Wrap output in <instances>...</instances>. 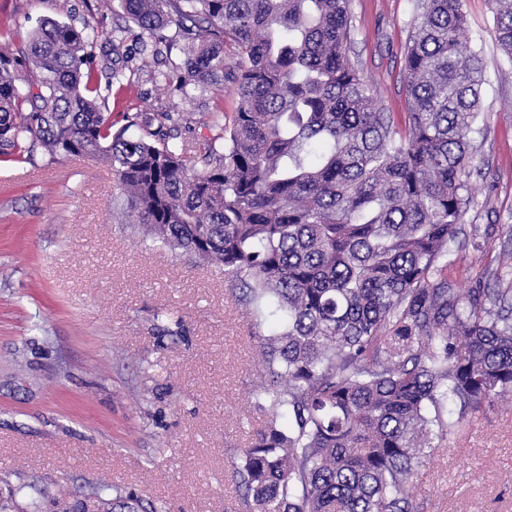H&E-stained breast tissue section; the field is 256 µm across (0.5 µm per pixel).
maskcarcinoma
<instances>
[{
    "mask_svg": "<svg viewBox=\"0 0 512 512\" xmlns=\"http://www.w3.org/2000/svg\"><path fill=\"white\" fill-rule=\"evenodd\" d=\"M512 64V0H491ZM126 25L182 31L184 85L214 115L197 170L175 140L193 114L112 133L89 67L98 34L41 20L0 53V159L94 155L129 223L224 268L255 318L272 422L236 468L246 512H415L407 487L468 412L512 396V266L448 282L488 63L463 44V0H415L404 127L349 57L350 0H117ZM235 49L236 68L224 49Z\"/></svg>",
    "mask_w": 512,
    "mask_h": 512,
    "instance_id": "1",
    "label": "carcinoma"
}]
</instances>
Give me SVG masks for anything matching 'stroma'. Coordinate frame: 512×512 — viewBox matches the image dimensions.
<instances>
[{
    "label": "stroma",
    "instance_id": "35a3bbf8",
    "mask_svg": "<svg viewBox=\"0 0 512 512\" xmlns=\"http://www.w3.org/2000/svg\"><path fill=\"white\" fill-rule=\"evenodd\" d=\"M466 37L488 62L484 115L472 139L466 225L489 229L482 250L459 237L448 279L467 287V263H497L512 226V64L494 39L489 0H464ZM350 56L386 111L408 110L402 66L413 0H352ZM100 30L93 66L124 69L105 107L114 129L130 118L190 112L188 156L210 137L223 99L180 88V62L142 42L98 0H0L9 52L38 19ZM108 167L36 149L0 161V499L12 512H112L115 496L164 501L169 512H242L233 472L269 417L250 394L264 380L260 336L221 268L146 239L115 204ZM172 320H160L162 312ZM409 492L420 512H512V403L468 419L453 443L430 449Z\"/></svg>",
    "mask_w": 512,
    "mask_h": 512
}]
</instances>
